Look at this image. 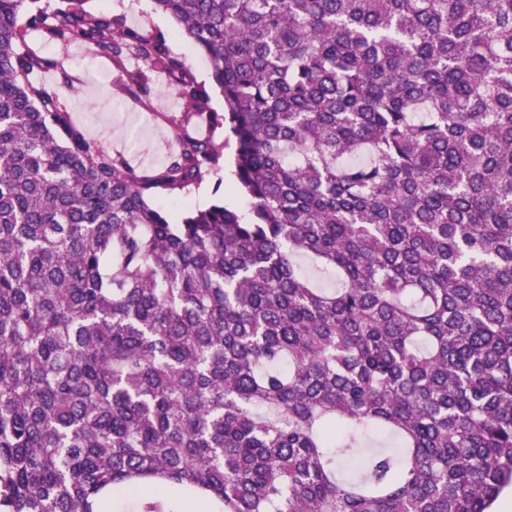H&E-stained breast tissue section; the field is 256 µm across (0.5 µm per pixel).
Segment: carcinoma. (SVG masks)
<instances>
[{
  "instance_id": "1",
  "label": "carcinoma",
  "mask_w": 512,
  "mask_h": 512,
  "mask_svg": "<svg viewBox=\"0 0 512 512\" xmlns=\"http://www.w3.org/2000/svg\"><path fill=\"white\" fill-rule=\"evenodd\" d=\"M38 2L0 0V512H488L512 485V0H154L209 63L250 204L179 224L156 197L218 163L184 134L205 89L164 38ZM30 31L131 94L165 74L176 156L141 176L98 148Z\"/></svg>"
}]
</instances>
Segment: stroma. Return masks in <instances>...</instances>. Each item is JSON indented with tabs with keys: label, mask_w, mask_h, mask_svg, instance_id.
Wrapping results in <instances>:
<instances>
[{
	"label": "stroma",
	"mask_w": 512,
	"mask_h": 512,
	"mask_svg": "<svg viewBox=\"0 0 512 512\" xmlns=\"http://www.w3.org/2000/svg\"><path fill=\"white\" fill-rule=\"evenodd\" d=\"M87 11L123 17L126 24L149 35H161L173 55L182 57L199 84L210 96V109L224 112V98L212 83L210 68L193 45L180 32L174 19L156 11L152 0H87ZM29 46L41 55L63 61L65 73L49 70L48 86L66 101L75 124L85 130L111 155H122L131 168L151 175L163 168L178 147L167 122L184 105L167 82H153L147 100L127 95L117 82H103L102 74L114 72L106 57L88 53L78 42L62 43L31 33ZM223 126H215L214 139L224 149L218 165L203 182L190 191L165 196L163 203L171 222H180L186 206L205 208L221 202L247 212L246 196L238 189L231 174L233 144L225 143Z\"/></svg>",
	"instance_id": "obj_1"
}]
</instances>
